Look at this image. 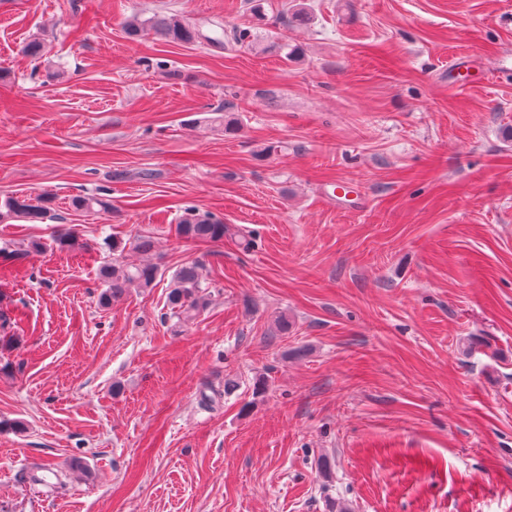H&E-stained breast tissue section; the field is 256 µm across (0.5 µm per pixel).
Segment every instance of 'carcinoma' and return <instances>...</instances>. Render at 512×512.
I'll use <instances>...</instances> for the list:
<instances>
[{
  "label": "carcinoma",
  "instance_id": "carcinoma-1",
  "mask_svg": "<svg viewBox=\"0 0 512 512\" xmlns=\"http://www.w3.org/2000/svg\"><path fill=\"white\" fill-rule=\"evenodd\" d=\"M124 27L132 37L150 32L173 44L204 46L217 43L243 47L253 41V34L249 28H223L221 36L213 37L205 30L206 23L189 21L175 14H155L145 19L135 16L127 20ZM210 122L224 127L226 135L236 133L242 124L240 115L229 102L224 103V111L216 113ZM51 204L52 200L49 198L35 201L27 197L10 196L0 203V223L53 220L57 218V214ZM71 206L88 215L108 213L112 210L111 200L101 195H76L71 199ZM228 232L229 227L223 221L211 215H202L194 209L185 210L176 225L179 237L204 243L222 242ZM105 244L108 250L112 251L114 258L112 264L104 265L99 270V278L106 286L100 294L101 304L109 306L120 301L132 288L153 287L158 277L156 265L150 262L123 265L118 262V257L129 244L140 252L150 251L151 237L138 235L129 243L117 236H110L105 240ZM167 305L175 317L183 320L193 318L207 306L198 265H184L173 274L167 294Z\"/></svg>",
  "mask_w": 512,
  "mask_h": 512
}]
</instances>
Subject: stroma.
Wrapping results in <instances>:
<instances>
[{
    "label": "stroma",
    "instance_id": "stroma-1",
    "mask_svg": "<svg viewBox=\"0 0 512 512\" xmlns=\"http://www.w3.org/2000/svg\"><path fill=\"white\" fill-rule=\"evenodd\" d=\"M302 2L0 0V200L61 216L0 223L45 245L0 259V512H512V0ZM156 12L256 40L128 37ZM188 207L231 236L177 238ZM138 233L162 276L101 307L104 240ZM71 206L77 211L88 215L108 213L112 210V202L101 195H76L71 199ZM199 266L184 265L172 276L167 305L172 314L183 320L192 319L207 306Z\"/></svg>",
    "mask_w": 512,
    "mask_h": 512
}]
</instances>
